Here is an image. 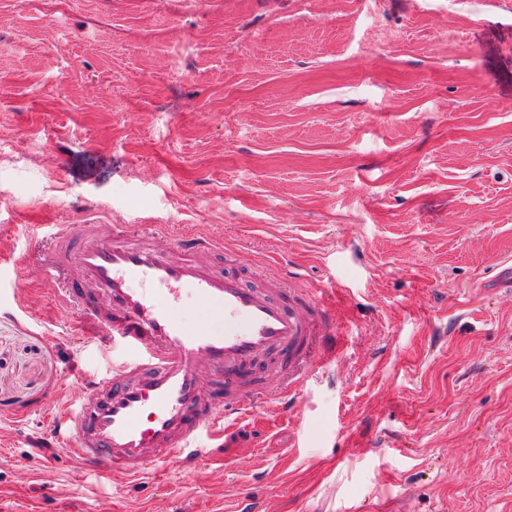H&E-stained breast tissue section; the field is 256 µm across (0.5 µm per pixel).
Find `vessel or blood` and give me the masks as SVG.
I'll return each instance as SVG.
<instances>
[{
  "label": "vessel or blood",
  "mask_w": 512,
  "mask_h": 512,
  "mask_svg": "<svg viewBox=\"0 0 512 512\" xmlns=\"http://www.w3.org/2000/svg\"><path fill=\"white\" fill-rule=\"evenodd\" d=\"M161 227L130 232L115 224L68 226L52 238L53 264L67 277L59 298L83 313L95 335L134 352L86 384L67 412L65 450L115 476H140L169 458L188 465L205 454L203 436L296 392L336 330L319 297L290 278L258 267L229 273L214 259L223 241L172 237ZM205 321L185 326L175 312L184 297ZM277 360L279 394L256 382V369Z\"/></svg>",
  "instance_id": "obj_1"
}]
</instances>
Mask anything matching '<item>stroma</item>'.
Here are the masks:
<instances>
[{
	"instance_id": "stroma-1",
	"label": "stroma",
	"mask_w": 512,
	"mask_h": 512,
	"mask_svg": "<svg viewBox=\"0 0 512 512\" xmlns=\"http://www.w3.org/2000/svg\"><path fill=\"white\" fill-rule=\"evenodd\" d=\"M59 224L327 290L334 357L196 468L57 447ZM512 512V0H0V512Z\"/></svg>"
}]
</instances>
